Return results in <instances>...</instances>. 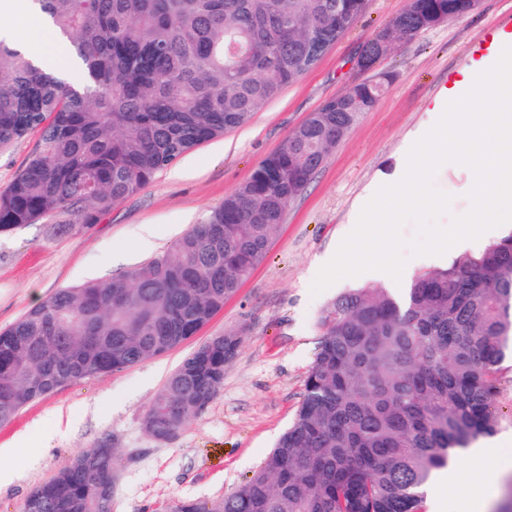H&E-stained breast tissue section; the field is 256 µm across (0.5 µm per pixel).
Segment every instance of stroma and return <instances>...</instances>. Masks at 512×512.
<instances>
[{"label": "stroma", "mask_w": 512, "mask_h": 512, "mask_svg": "<svg viewBox=\"0 0 512 512\" xmlns=\"http://www.w3.org/2000/svg\"><path fill=\"white\" fill-rule=\"evenodd\" d=\"M406 5L368 0L361 18L320 62L246 125L197 146L90 228L71 230L53 213L0 235V329L60 289L118 276L169 251L313 112L364 79L355 57ZM511 21L512 0H479L474 12L396 45L378 66L392 79L377 105L329 152L307 190L288 205L266 259L196 337L154 360L65 386L0 424V447L22 435L30 439L26 452L0 457V467L16 473L0 487V512H22L33 487L106 434L123 450L113 466L112 512H169L180 500L212 501L238 490L301 402L323 307L353 288H405L418 274L447 266L445 256L414 257L400 283L364 276L311 292L322 259L357 222L362 202L400 179L408 149L431 122L442 89L486 56ZM147 226L153 237L145 249ZM222 334L240 338L224 363L222 386L170 441L154 440L142 426L146 407L197 344Z\"/></svg>", "instance_id": "1"}]
</instances>
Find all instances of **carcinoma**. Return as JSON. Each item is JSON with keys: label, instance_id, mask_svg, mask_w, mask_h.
<instances>
[{"label": "carcinoma", "instance_id": "carcinoma-1", "mask_svg": "<svg viewBox=\"0 0 512 512\" xmlns=\"http://www.w3.org/2000/svg\"><path fill=\"white\" fill-rule=\"evenodd\" d=\"M83 70L74 87L0 41V149L34 131L0 190V234L51 212L99 222L198 145L248 123L306 71L309 44L336 42L367 0H35ZM469 0H409L372 48L465 14ZM388 82L325 102L170 251L110 280L60 290L0 331V422L62 387L162 356L224 308L267 256L288 204ZM302 401L234 493L172 512H426L425 488L458 451L494 433L512 359V235L419 274L400 301L353 289L325 306ZM240 337L210 338L166 379L144 429L176 434L224 381ZM72 457L23 512H112L97 449Z\"/></svg>", "mask_w": 512, "mask_h": 512}]
</instances>
